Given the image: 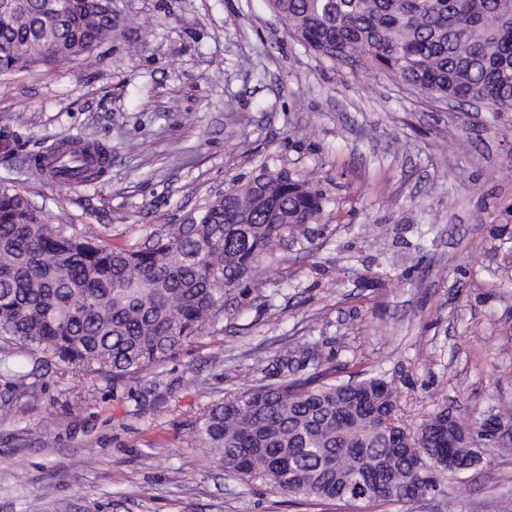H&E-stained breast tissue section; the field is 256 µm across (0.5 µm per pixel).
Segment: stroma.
Instances as JSON below:
<instances>
[{
	"mask_svg": "<svg viewBox=\"0 0 512 512\" xmlns=\"http://www.w3.org/2000/svg\"><path fill=\"white\" fill-rule=\"evenodd\" d=\"M90 60L0 75V182L47 223L140 245L215 192L286 169L321 189L320 220L267 254L244 293L163 364L60 375L44 353L0 370V512H349L225 474L195 424L212 405L304 375H381L393 420L467 422L512 407V112L351 71L289 37L268 0H112ZM73 137L112 149L65 186L27 157ZM512 426L463 488L370 512H500Z\"/></svg>",
	"mask_w": 512,
	"mask_h": 512,
	"instance_id": "1",
	"label": "stroma"
}]
</instances>
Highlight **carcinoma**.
Segmentation results:
<instances>
[{
    "instance_id": "obj_1",
    "label": "carcinoma",
    "mask_w": 512,
    "mask_h": 512,
    "mask_svg": "<svg viewBox=\"0 0 512 512\" xmlns=\"http://www.w3.org/2000/svg\"><path fill=\"white\" fill-rule=\"evenodd\" d=\"M305 47L438 99L484 100L512 112V0H270ZM119 23L112 0H0V74L87 60ZM112 150L51 147L59 165L100 179ZM249 192L210 201L143 247L103 245L48 224L0 183V345L50 354L62 370L124 377L160 365L245 285L265 254L324 211L325 195L273 171ZM306 360L277 359L282 380L216 404L197 433L224 471L291 498L358 506L411 503L420 486L460 483L482 455L487 422L440 409L414 433L388 424L395 390L382 377L346 383L294 377Z\"/></svg>"
}]
</instances>
